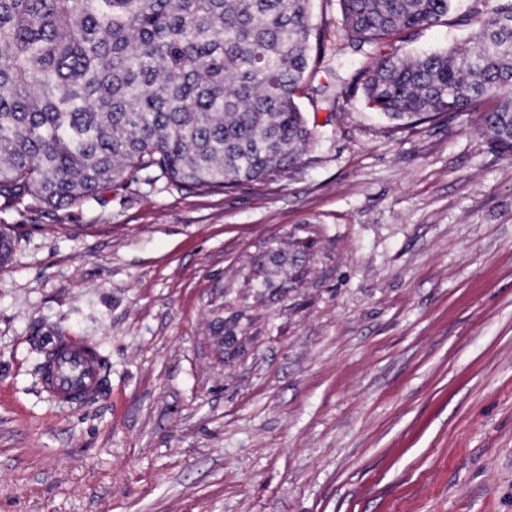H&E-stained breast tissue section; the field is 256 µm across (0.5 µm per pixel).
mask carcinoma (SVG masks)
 Segmentation results:
<instances>
[{
	"mask_svg": "<svg viewBox=\"0 0 512 512\" xmlns=\"http://www.w3.org/2000/svg\"><path fill=\"white\" fill-rule=\"evenodd\" d=\"M453 0H340L349 47L446 17ZM474 46L364 72L368 104L428 121L483 120L512 156V3L476 19ZM323 44L310 0H0V197L53 208L129 175L195 193L281 177L313 131L295 101Z\"/></svg>",
	"mask_w": 512,
	"mask_h": 512,
	"instance_id": "obj_1",
	"label": "carcinoma"
}]
</instances>
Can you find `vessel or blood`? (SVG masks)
Listing matches in <instances>:
<instances>
[{"instance_id": "b4317fda", "label": "vessel or blood", "mask_w": 512, "mask_h": 512, "mask_svg": "<svg viewBox=\"0 0 512 512\" xmlns=\"http://www.w3.org/2000/svg\"><path fill=\"white\" fill-rule=\"evenodd\" d=\"M44 344L54 353L42 372V388L49 396L69 407L98 390L101 364L92 343L49 336Z\"/></svg>"}]
</instances>
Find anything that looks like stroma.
<instances>
[{
    "mask_svg": "<svg viewBox=\"0 0 512 512\" xmlns=\"http://www.w3.org/2000/svg\"><path fill=\"white\" fill-rule=\"evenodd\" d=\"M484 8L457 0L394 47L468 42ZM312 23L314 136L277 180L0 198V512H512V158L476 111L398 125L316 94L374 58L339 0ZM271 243L304 251L303 276L248 284ZM49 335L107 356L94 399L43 391Z\"/></svg>",
    "mask_w": 512,
    "mask_h": 512,
    "instance_id": "obj_1",
    "label": "stroma"
}]
</instances>
